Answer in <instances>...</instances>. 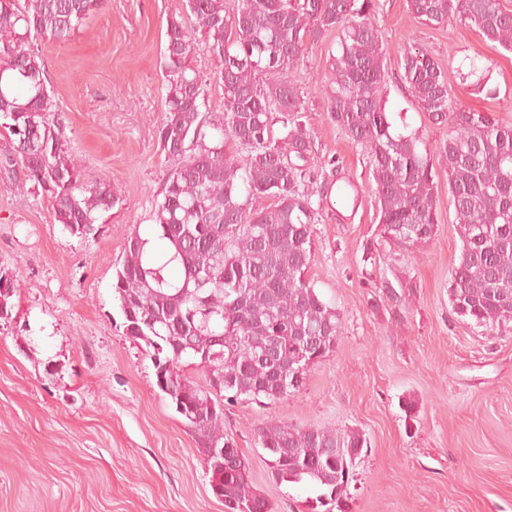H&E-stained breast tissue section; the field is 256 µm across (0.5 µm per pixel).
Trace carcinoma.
Here are the masks:
<instances>
[{"label":"carcinoma","mask_w":512,"mask_h":512,"mask_svg":"<svg viewBox=\"0 0 512 512\" xmlns=\"http://www.w3.org/2000/svg\"><path fill=\"white\" fill-rule=\"evenodd\" d=\"M104 0H0V165L21 164L22 188L49 201L71 235L97 234L99 214L123 198L103 174L84 181L49 87L40 41L64 40L96 16ZM418 21L474 26L512 53V11L499 0H408ZM373 0H181L167 19L160 67L165 111L157 126L172 164L152 211V229L126 238L112 283L125 334L143 342L155 383L208 463L212 495L232 512H276L254 489L249 463L209 449H232L224 406L270 407L295 395L309 370L342 334L336 307L307 278L313 260L315 148L301 119L303 95L289 72L307 43L337 34L332 75L322 87L329 120L369 158L382 240L414 251L437 233L436 165L448 171L461 241L448 283L462 318L489 330L512 321V124L454 104L444 68L411 45L403 78L428 120L448 125L435 151L397 126L388 107L387 68ZM194 18L189 27L185 17ZM202 51L218 63L224 111L209 112L203 79L191 66ZM461 85L492 96L490 67L468 57ZM228 144L246 148L229 155ZM272 203L254 207L258 198ZM16 276L0 271V319L9 317ZM400 301L411 284L381 282ZM199 366L201 386L181 370ZM279 484L316 489L306 512H344L366 439L355 429L268 420L257 430Z\"/></svg>","instance_id":"carcinoma-1"}]
</instances>
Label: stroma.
Here are the masks:
<instances>
[{
	"mask_svg": "<svg viewBox=\"0 0 512 512\" xmlns=\"http://www.w3.org/2000/svg\"><path fill=\"white\" fill-rule=\"evenodd\" d=\"M179 0H105L69 39L41 43L49 83L86 180L109 175L123 203L95 237L72 236L46 200L18 189L22 169L0 171V271L18 276L0 319V512H224L192 434L155 384L143 343L126 336L112 282L132 231L147 234L171 165L156 137L165 91L160 55ZM389 99L428 147L448 136L420 112L402 77L409 44L441 64L478 55L495 98L449 78L455 102L512 123V54L474 26L417 23L407 0H375ZM334 36L308 45L292 78L320 161L359 189L354 209L324 202L308 272L340 312L333 352L300 392L266 408L224 409V429L250 462L255 488L277 512H302L311 489L276 483L257 427L275 418L356 429L368 441L348 487L347 512H512V322L489 331L453 312L448 279L460 239L440 171L438 231L410 252L378 235L366 154L324 108ZM371 259H364V249ZM412 284L406 304L382 297L384 278ZM418 414L406 421L404 400Z\"/></svg>",
	"mask_w": 512,
	"mask_h": 512,
	"instance_id": "obj_1",
	"label": "stroma"
}]
</instances>
